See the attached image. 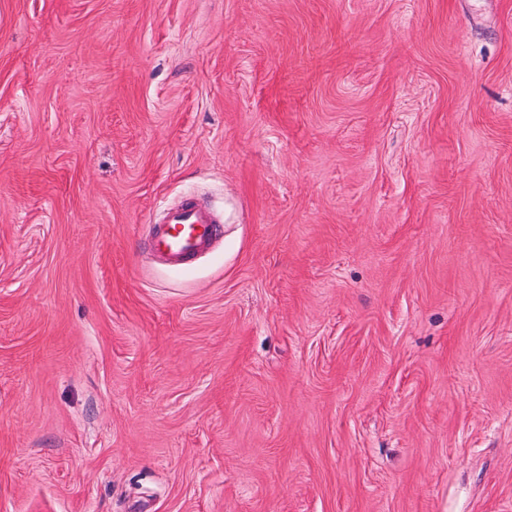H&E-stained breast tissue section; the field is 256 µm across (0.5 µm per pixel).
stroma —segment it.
<instances>
[{"label":"stroma","mask_w":512,"mask_h":512,"mask_svg":"<svg viewBox=\"0 0 512 512\" xmlns=\"http://www.w3.org/2000/svg\"><path fill=\"white\" fill-rule=\"evenodd\" d=\"M0 512H512V0H0ZM221 218L209 207L186 197L163 210L153 225L150 255L178 267L208 252L220 239Z\"/></svg>","instance_id":"35a3bbf8"}]
</instances>
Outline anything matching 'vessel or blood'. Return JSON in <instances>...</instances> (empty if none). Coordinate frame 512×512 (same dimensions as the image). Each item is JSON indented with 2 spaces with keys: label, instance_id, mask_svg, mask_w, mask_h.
I'll return each instance as SVG.
<instances>
[{
  "label": "vessel or blood",
  "instance_id": "1",
  "mask_svg": "<svg viewBox=\"0 0 512 512\" xmlns=\"http://www.w3.org/2000/svg\"><path fill=\"white\" fill-rule=\"evenodd\" d=\"M220 217L187 197L163 210L152 231L150 254L178 267L208 252L221 235Z\"/></svg>",
  "mask_w": 512,
  "mask_h": 512
}]
</instances>
